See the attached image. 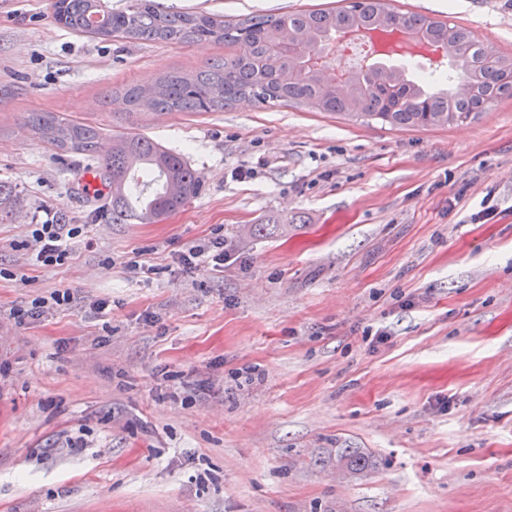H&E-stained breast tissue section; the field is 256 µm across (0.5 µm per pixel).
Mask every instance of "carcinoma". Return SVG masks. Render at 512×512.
<instances>
[{"label": "carcinoma", "instance_id": "cac0c4a2", "mask_svg": "<svg viewBox=\"0 0 512 512\" xmlns=\"http://www.w3.org/2000/svg\"><path fill=\"white\" fill-rule=\"evenodd\" d=\"M55 22L96 38H122L185 45L214 40L237 51L190 73L166 75L151 85L128 83L120 93L129 115L145 111L222 112L235 105L294 104L346 119L379 120L392 127L448 126L512 98V59L489 57L465 27L425 15H400L386 0H353L331 10L252 14L235 22L200 11H170L157 0H128L112 10L101 0H52ZM405 26L448 48V72L416 78L404 65L379 63L349 76L352 109L327 68L307 66L308 57L330 49L337 33ZM469 92L455 91L458 83ZM31 130L52 149L74 155L99 153L102 133L87 122L54 112H33ZM108 191L104 209L114 224H154L184 208L202 186L185 158L138 132L112 139V151L93 168ZM372 458L349 448L336 449V468L351 477Z\"/></svg>", "mask_w": 512, "mask_h": 512}]
</instances>
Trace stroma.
<instances>
[{
    "label": "stroma",
    "instance_id": "obj_1",
    "mask_svg": "<svg viewBox=\"0 0 512 512\" xmlns=\"http://www.w3.org/2000/svg\"><path fill=\"white\" fill-rule=\"evenodd\" d=\"M350 2L159 0L229 19ZM390 4L512 56V0ZM230 53L0 0V512H512V98L396 129L288 105L130 118L114 95ZM31 112L145 134L203 190L157 224L98 217L102 188ZM49 209L87 227L63 267L23 246ZM216 237L223 270L179 268ZM66 288L69 308L9 315ZM340 448L375 467L343 478Z\"/></svg>",
    "mask_w": 512,
    "mask_h": 512
}]
</instances>
